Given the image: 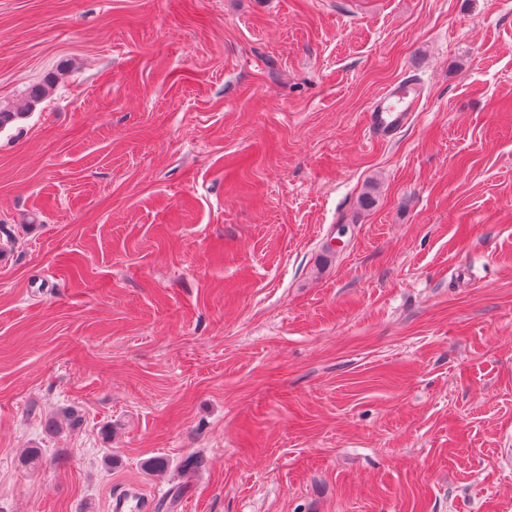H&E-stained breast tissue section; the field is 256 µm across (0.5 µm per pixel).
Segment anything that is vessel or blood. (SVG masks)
Wrapping results in <instances>:
<instances>
[{
  "mask_svg": "<svg viewBox=\"0 0 512 512\" xmlns=\"http://www.w3.org/2000/svg\"><path fill=\"white\" fill-rule=\"evenodd\" d=\"M422 89L412 80L394 82L378 94L366 113V125L372 138L395 141L420 108Z\"/></svg>",
  "mask_w": 512,
  "mask_h": 512,
  "instance_id": "b4317fda",
  "label": "vessel or blood"
}]
</instances>
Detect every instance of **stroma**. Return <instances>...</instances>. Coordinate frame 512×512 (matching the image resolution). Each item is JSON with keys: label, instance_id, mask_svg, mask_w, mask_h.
<instances>
[{"label": "stroma", "instance_id": "stroma-1", "mask_svg": "<svg viewBox=\"0 0 512 512\" xmlns=\"http://www.w3.org/2000/svg\"><path fill=\"white\" fill-rule=\"evenodd\" d=\"M50 76L0 131V512H512V0H0V106ZM53 78H48L42 83L31 85L26 91L24 109L18 110L10 107H0V131L26 117L29 111L44 100L54 87ZM422 101V89L414 80L394 82L378 94L366 113V125L372 138L395 141L410 124Z\"/></svg>", "mask_w": 512, "mask_h": 512}]
</instances>
